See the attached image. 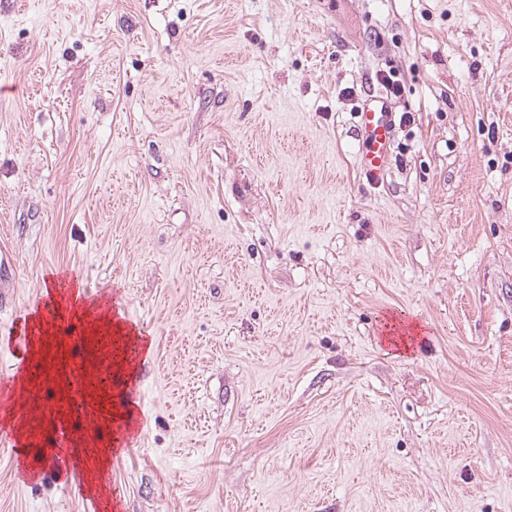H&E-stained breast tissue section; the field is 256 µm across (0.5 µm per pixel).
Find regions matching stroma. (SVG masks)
I'll return each mask as SVG.
<instances>
[{
    "label": "stroma",
    "instance_id": "stroma-1",
    "mask_svg": "<svg viewBox=\"0 0 512 512\" xmlns=\"http://www.w3.org/2000/svg\"><path fill=\"white\" fill-rule=\"evenodd\" d=\"M0 236V370L53 269L153 337L97 512H512V0H0ZM88 498L0 424V512ZM362 138L360 170L367 182L378 185L389 169L395 129L394 113L383 96H371L357 112ZM127 393L130 395L132 402L135 404L136 408L133 413H131L127 419L120 420V412L118 411L116 414L115 420H120L115 425V430L118 431L119 426L121 429L118 431L117 439L121 440V445H125L126 447L132 446L135 442L136 437L138 436L143 423L144 416L141 410L140 400H139V379L138 375L134 381H131L127 388Z\"/></svg>",
    "mask_w": 512,
    "mask_h": 512
}]
</instances>
